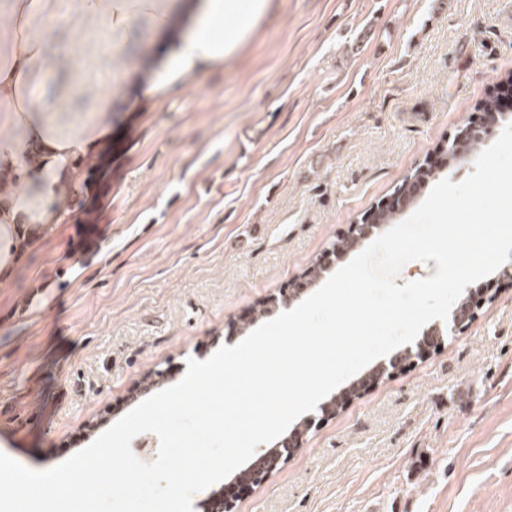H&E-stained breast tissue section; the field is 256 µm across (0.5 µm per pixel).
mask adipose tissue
I'll list each match as a JSON object with an SVG mask.
<instances>
[{
    "mask_svg": "<svg viewBox=\"0 0 512 512\" xmlns=\"http://www.w3.org/2000/svg\"><path fill=\"white\" fill-rule=\"evenodd\" d=\"M55 0H14L9 49L0 59V270H8L24 225L56 223L65 183L78 181L76 162L103 152L112 126L62 132L45 118L33 94L46 61L43 41L32 34L35 20L54 12ZM273 0H79L83 18L108 24L121 44L138 22H148L166 50L140 67L134 90L142 99H163L194 77L217 69L239 54Z\"/></svg>",
    "mask_w": 512,
    "mask_h": 512,
    "instance_id": "ef3b65f1",
    "label": "adipose tissue"
}]
</instances>
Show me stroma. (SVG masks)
I'll use <instances>...</instances> for the list:
<instances>
[{"label": "stroma", "instance_id": "1", "mask_svg": "<svg viewBox=\"0 0 512 512\" xmlns=\"http://www.w3.org/2000/svg\"><path fill=\"white\" fill-rule=\"evenodd\" d=\"M230 64L126 111L104 23L57 0L42 103L62 125L112 106L58 224L0 272V452L34 469L243 340L336 236L454 136L512 73V0H276ZM335 416L235 512H512V286Z\"/></svg>", "mask_w": 512, "mask_h": 512}]
</instances>
